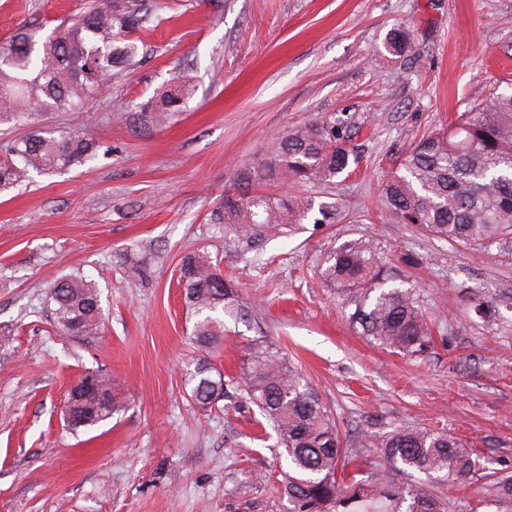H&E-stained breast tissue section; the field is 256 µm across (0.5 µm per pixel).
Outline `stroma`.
Here are the masks:
<instances>
[{"label":"stroma","instance_id":"stroma-1","mask_svg":"<svg viewBox=\"0 0 512 512\" xmlns=\"http://www.w3.org/2000/svg\"><path fill=\"white\" fill-rule=\"evenodd\" d=\"M91 0H0V43L45 41ZM140 60L79 112L41 126L87 132L105 152L0 193V512H289L272 483L278 452L240 396L201 410L183 376L198 351L179 284L182 258L204 250L235 277L246 315L227 321L209 356L236 373L267 337L310 381L352 447L400 426L448 432L482 464L512 472V243L452 246L386 222L379 189L424 132L485 102L512 75V0H143ZM416 53L391 56L393 28ZM195 91L172 122L143 104L179 73ZM330 114L360 156L328 183L266 184L313 197L326 219L268 242L248 262L212 216L249 189L288 130ZM372 240L435 320L419 358L369 344L327 288V255ZM140 278L126 274L130 261ZM71 274L100 291L101 333L57 332L50 285ZM496 310L476 317V301ZM100 371L120 409L78 432L71 387ZM445 512H512L483 479L433 486Z\"/></svg>","mask_w":512,"mask_h":512}]
</instances>
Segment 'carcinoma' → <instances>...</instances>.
Here are the masks:
<instances>
[{
    "label": "carcinoma",
    "instance_id": "1",
    "mask_svg": "<svg viewBox=\"0 0 512 512\" xmlns=\"http://www.w3.org/2000/svg\"><path fill=\"white\" fill-rule=\"evenodd\" d=\"M145 22L141 0H101L87 7L42 47L27 34L0 43V125L25 123L27 132L3 145L0 193L29 178L82 166L98 156L100 143L85 134L37 127L33 112H72L102 94L106 76L136 63L133 34ZM387 49L413 50L409 33L396 29ZM189 76L180 74L156 91L142 117L162 127L192 94ZM359 156L344 142L336 118L290 131L273 146L269 161L248 173L258 182H330L349 176ZM382 205L396 224L448 242L483 248L512 237V92L495 94L448 123L416 139L400 160L399 172L384 185ZM314 201L307 196L224 194L213 222L224 225L244 254L262 256L266 241L308 219ZM350 319L376 346L407 357L428 352L434 324L423 308L418 286L398 276L370 241L338 247L321 271ZM180 279L186 306L195 317L192 336L199 350L224 337V318L244 315L238 287L210 257L185 256ZM56 328L78 337L101 332L102 309L96 286L79 275L57 280L49 293ZM91 388L68 397L69 427L88 429L116 410L109 379L85 376ZM187 395L202 409L228 396L233 387L256 407L288 460L283 494L290 512H443L437 495L407 482L422 474L455 484L478 474L473 448L448 433L398 427L366 436L362 447L379 454L368 459L343 445L335 419L318 392L265 337L249 344L236 377L225 379L205 358L185 374ZM496 498L512 501V474L486 482Z\"/></svg>",
    "mask_w": 512,
    "mask_h": 512
}]
</instances>
